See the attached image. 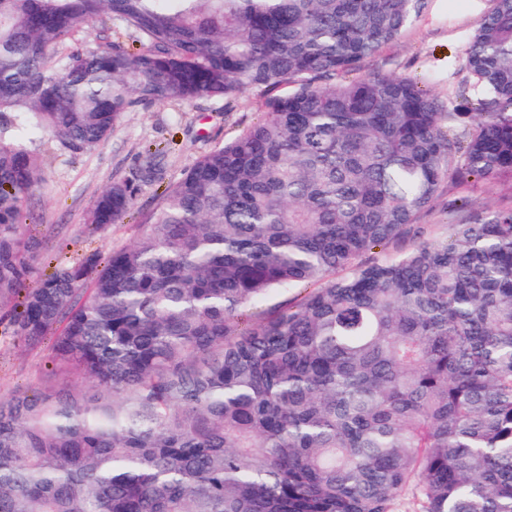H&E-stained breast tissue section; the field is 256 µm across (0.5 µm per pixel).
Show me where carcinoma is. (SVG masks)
Returning <instances> with one entry per match:
<instances>
[{"instance_id": "1", "label": "carcinoma", "mask_w": 512, "mask_h": 512, "mask_svg": "<svg viewBox=\"0 0 512 512\" xmlns=\"http://www.w3.org/2000/svg\"><path fill=\"white\" fill-rule=\"evenodd\" d=\"M429 0H0V309L40 391L0 400V512H512V205L411 230L444 183L512 178V0L440 103L362 61ZM115 22L142 45L92 48ZM271 94L144 230L26 288L30 144L99 148L134 107ZM114 181L98 234L134 207ZM304 296L246 312L272 292Z\"/></svg>"}]
</instances>
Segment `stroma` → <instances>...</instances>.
<instances>
[{
	"instance_id": "35a3bbf8",
	"label": "stroma",
	"mask_w": 512,
	"mask_h": 512,
	"mask_svg": "<svg viewBox=\"0 0 512 512\" xmlns=\"http://www.w3.org/2000/svg\"><path fill=\"white\" fill-rule=\"evenodd\" d=\"M490 0H431L428 8L407 29L400 42L383 47L363 61L361 70H377L427 80L432 93L447 100L450 90L466 82L464 68L449 70V60H462L466 44L489 10ZM266 96L248 88L229 101L192 103L155 102L127 112L107 141L92 153L73 156L64 152L51 135H43L32 148L44 160L46 186L29 202L28 234L41 240L40 256L27 282H37L56 265L72 263L85 255L108 254L140 236L143 213L152 209L165 185L180 180L205 153L243 132L265 110ZM162 148L159 182L140 185L135 206L123 222L102 234L86 230L90 207L107 185L132 179L143 166L147 148ZM476 205L512 203V179L493 183L472 181L455 188L443 186L435 206L420 222L427 236L449 233L443 216L459 195ZM50 345L28 349L18 344L0 324V399L19 391L44 389L50 363Z\"/></svg>"
}]
</instances>
